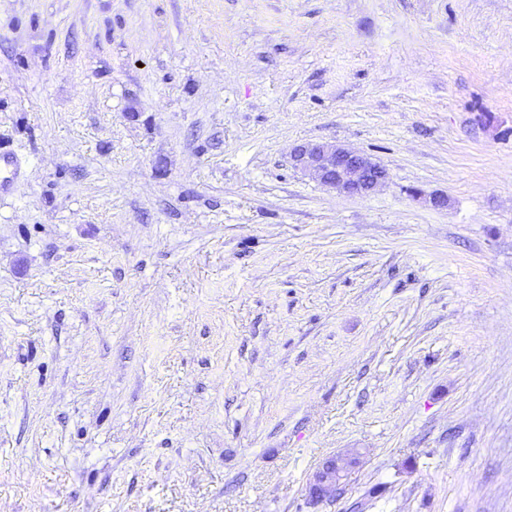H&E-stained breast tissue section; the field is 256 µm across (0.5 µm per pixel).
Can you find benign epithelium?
I'll use <instances>...</instances> for the list:
<instances>
[{
	"label": "benign epithelium",
	"mask_w": 512,
	"mask_h": 512,
	"mask_svg": "<svg viewBox=\"0 0 512 512\" xmlns=\"http://www.w3.org/2000/svg\"><path fill=\"white\" fill-rule=\"evenodd\" d=\"M294 166L311 179L340 192L368 195L387 179V171L365 154L328 142H305L291 154ZM349 471L333 459L313 475L316 500L336 496Z\"/></svg>",
	"instance_id": "7a95c632"
}]
</instances>
